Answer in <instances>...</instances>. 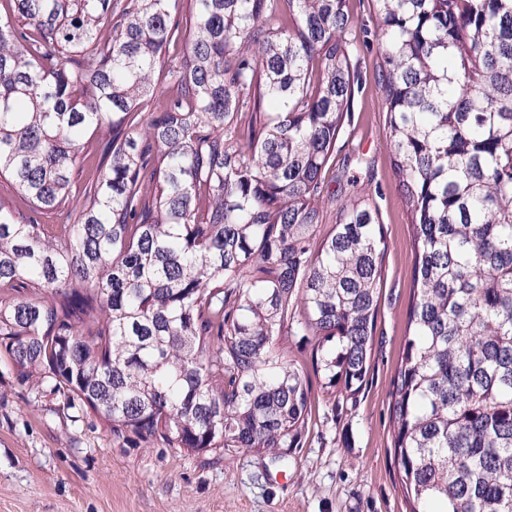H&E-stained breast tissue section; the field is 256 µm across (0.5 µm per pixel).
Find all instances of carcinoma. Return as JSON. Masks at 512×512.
<instances>
[{"label": "carcinoma", "mask_w": 512, "mask_h": 512, "mask_svg": "<svg viewBox=\"0 0 512 512\" xmlns=\"http://www.w3.org/2000/svg\"><path fill=\"white\" fill-rule=\"evenodd\" d=\"M0 16V352L112 431L280 459L314 339L358 394L385 236L351 195L322 236L354 96L349 0H9ZM415 251L392 380L409 512H512V0H371ZM183 52L170 56V47ZM169 94L157 97L161 87ZM99 135L81 203L73 170ZM0 201L5 203L6 206H15L19 208L25 215H31L34 217L37 224H65V214L58 212H42L32 213L28 210V207L24 206L21 200L16 196V192L12 183L6 179L0 177Z\"/></svg>", "instance_id": "1"}]
</instances>
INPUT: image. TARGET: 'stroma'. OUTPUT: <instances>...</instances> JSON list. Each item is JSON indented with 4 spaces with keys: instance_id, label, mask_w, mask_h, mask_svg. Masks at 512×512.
Wrapping results in <instances>:
<instances>
[{
    "instance_id": "1",
    "label": "stroma",
    "mask_w": 512,
    "mask_h": 512,
    "mask_svg": "<svg viewBox=\"0 0 512 512\" xmlns=\"http://www.w3.org/2000/svg\"><path fill=\"white\" fill-rule=\"evenodd\" d=\"M350 10L354 98L332 169L357 176L386 237L362 390L327 393L311 344L289 339L311 396L299 447L283 461L243 448L190 455L158 440L127 442L66 393L21 384L1 357L0 512H407L389 404L413 295V230L390 165L379 45L364 33L368 0H350Z\"/></svg>"
}]
</instances>
